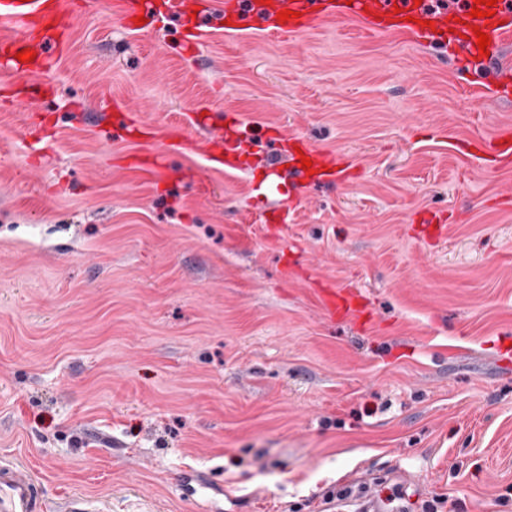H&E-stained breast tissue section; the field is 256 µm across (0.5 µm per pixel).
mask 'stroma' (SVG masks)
Listing matches in <instances>:
<instances>
[{
    "label": "stroma",
    "mask_w": 512,
    "mask_h": 512,
    "mask_svg": "<svg viewBox=\"0 0 512 512\" xmlns=\"http://www.w3.org/2000/svg\"><path fill=\"white\" fill-rule=\"evenodd\" d=\"M64 42L51 70H0V454L76 512H202L188 470L224 512H323L365 483L387 512H512V164L468 149L512 102L333 18L188 50L89 0ZM193 110L248 124L243 170L170 151ZM119 111L154 138L108 134ZM278 132L354 177L298 190L272 230ZM146 152L167 157L152 180ZM319 282L360 291L371 326L330 318ZM182 483L190 489L191 496L198 495L201 492H207L208 490L214 492V496L223 495L221 489L214 485L206 473L198 470L188 471L184 473Z\"/></svg>",
    "instance_id": "obj_1"
}]
</instances>
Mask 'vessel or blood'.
Masks as SVG:
<instances>
[{
  "instance_id": "vessel-or-blood-1",
  "label": "vessel or blood",
  "mask_w": 512,
  "mask_h": 512,
  "mask_svg": "<svg viewBox=\"0 0 512 512\" xmlns=\"http://www.w3.org/2000/svg\"><path fill=\"white\" fill-rule=\"evenodd\" d=\"M473 0H458L446 8L423 0H230L224 7L223 19L229 30L257 28L276 40H288L317 28L324 20L336 17L359 22L365 34L396 35L404 41L429 46L437 43L449 49V57L456 68L462 69L479 61L492 68L501 64L506 51L512 50V0H497L494 16L474 18L470 12ZM84 0H0V21L13 26L15 35L0 37V66L20 69L17 59L20 50L36 49L39 63L61 50L60 42L50 36L36 37L41 26L52 24L64 30L85 9ZM115 16L125 26H132L137 16L151 15L152 0H114ZM290 10L294 16L280 20L279 12ZM485 32L489 38V53L481 55L476 32ZM247 134H238L228 140L220 128L212 129V149L205 156L211 164H221L222 154L215 146H223V154H237L248 143ZM481 153L501 161L512 160V130L505 128L494 136L478 138ZM303 155L311 159L309 169H296L298 185L343 182L348 178L339 170L336 161L303 146ZM320 301L326 311L335 317L357 320L359 325L372 321V313L360 292L349 288L327 286L320 292ZM0 512H45L43 483L35 471L20 461H0Z\"/></svg>"
}]
</instances>
